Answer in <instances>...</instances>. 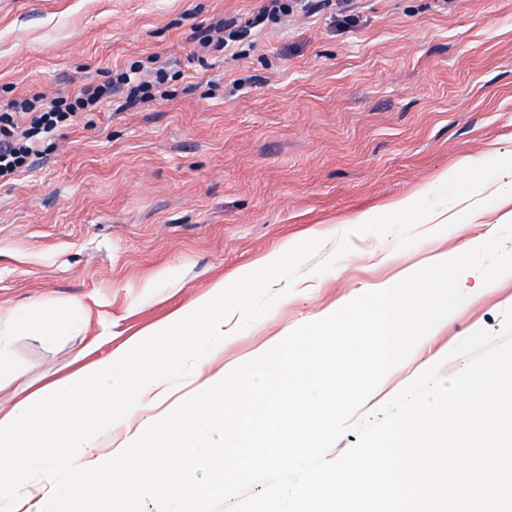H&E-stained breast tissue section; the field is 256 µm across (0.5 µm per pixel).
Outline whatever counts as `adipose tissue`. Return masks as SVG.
Here are the masks:
<instances>
[{"mask_svg": "<svg viewBox=\"0 0 512 512\" xmlns=\"http://www.w3.org/2000/svg\"><path fill=\"white\" fill-rule=\"evenodd\" d=\"M459 218L447 210L418 213L414 198L407 197L363 221L454 226ZM236 311V304L224 300L223 282H216L146 336L0 409V502L8 503L9 512H127L138 493H173L178 512H200L206 491L196 485L195 476L210 472L214 489H222L224 460L196 456L192 445L200 428L223 426L224 392L237 388V374H217L198 384V398L167 420L162 452L150 450L145 435L154 432L149 413L167 400L170 381L183 361L223 347L233 334L229 324ZM83 318L80 304L48 300L13 310L10 335H39L47 322L63 329ZM10 335L0 336V378L11 368ZM138 415L143 418L141 432L109 452L100 451L103 427ZM142 472L148 480L136 487L124 485V478ZM36 477L45 480L47 499L34 507L29 488Z\"/></svg>", "mask_w": 512, "mask_h": 512, "instance_id": "adipose-tissue-1", "label": "adipose tissue"}]
</instances>
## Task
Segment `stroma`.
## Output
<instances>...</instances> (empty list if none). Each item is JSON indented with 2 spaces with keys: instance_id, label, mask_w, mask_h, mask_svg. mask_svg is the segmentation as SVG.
<instances>
[{
  "instance_id": "1",
  "label": "stroma",
  "mask_w": 512,
  "mask_h": 512,
  "mask_svg": "<svg viewBox=\"0 0 512 512\" xmlns=\"http://www.w3.org/2000/svg\"><path fill=\"white\" fill-rule=\"evenodd\" d=\"M297 2L256 44L200 61L195 31L262 0H0V109L150 57L173 94L77 113L39 142L31 168L0 180V330L11 310L49 298L88 313L51 341L12 338L0 408L70 372L93 337L111 333L117 349L216 281L240 305L213 373L499 232L512 209L503 195L483 198L480 219L458 231L357 218L411 195L420 211L443 209L476 186H434L442 172L483 159L493 181L512 163V0ZM287 243L297 250L278 285H240ZM460 285L465 302L386 374L363 416L431 366L455 375L462 339L502 329L512 276L486 286L470 271Z\"/></svg>"
}]
</instances>
